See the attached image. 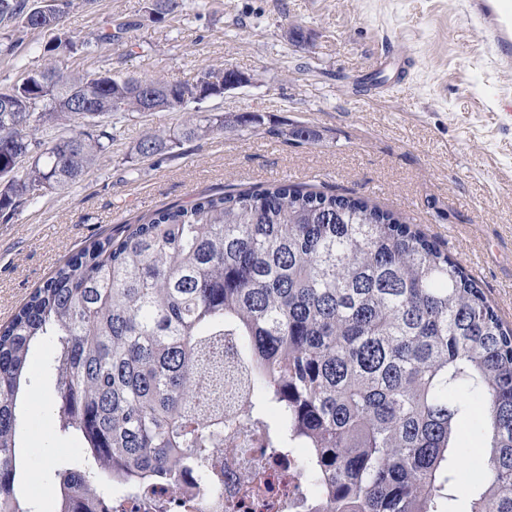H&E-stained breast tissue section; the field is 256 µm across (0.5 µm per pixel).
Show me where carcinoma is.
<instances>
[{
  "instance_id": "1",
  "label": "carcinoma",
  "mask_w": 512,
  "mask_h": 512,
  "mask_svg": "<svg viewBox=\"0 0 512 512\" xmlns=\"http://www.w3.org/2000/svg\"><path fill=\"white\" fill-rule=\"evenodd\" d=\"M61 0L41 14L0 0V27L56 31L48 62L0 103V219L79 182L112 147V117L183 112L132 148L137 159L251 128L202 104L235 70L191 81L73 72L65 59L183 12L144 13L72 39ZM84 120L91 131L47 135ZM235 343L239 432L303 448L329 512H512V328L448 251L400 213L351 192L276 180L203 194L155 211L122 236L81 249L0 330V512H35L18 490V435L30 353L45 344L54 382L51 428L78 445L56 464V512H99L182 475L224 447V363ZM485 439L474 490L460 485L457 445L470 420Z\"/></svg>"
}]
</instances>
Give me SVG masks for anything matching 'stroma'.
Wrapping results in <instances>:
<instances>
[{
	"instance_id": "obj_1",
	"label": "stroma",
	"mask_w": 512,
	"mask_h": 512,
	"mask_svg": "<svg viewBox=\"0 0 512 512\" xmlns=\"http://www.w3.org/2000/svg\"><path fill=\"white\" fill-rule=\"evenodd\" d=\"M176 19L145 23L133 52L102 46L95 67L116 75L185 81L226 65L247 85L211 109L260 115L262 130L216 135L129 164L147 132L176 128L179 112L127 115L124 134L83 179L0 221V324L8 323L54 271L90 242L155 210L202 194L274 180L353 191L405 212L444 245L512 327V71L496 72L476 27L455 0H187ZM144 0H96L70 10L64 27L83 36L140 12ZM16 57L0 56V91L18 77L16 58L40 64L45 32L18 33ZM415 57L406 77L384 60L387 41ZM314 131L301 143L269 127ZM47 374L27 396L20 445L36 512H55L44 483L58 459L76 455L46 415Z\"/></svg>"
}]
</instances>
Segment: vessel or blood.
I'll use <instances>...</instances> for the list:
<instances>
[{"mask_svg":"<svg viewBox=\"0 0 512 512\" xmlns=\"http://www.w3.org/2000/svg\"><path fill=\"white\" fill-rule=\"evenodd\" d=\"M499 71L512 69V0H461Z\"/></svg>","mask_w":512,"mask_h":512,"instance_id":"obj_1","label":"vessel or blood"}]
</instances>
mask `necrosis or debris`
Returning <instances> with one entry per match:
<instances>
[{"instance_id":"1","label":"necrosis or debris","mask_w":512,"mask_h":512,"mask_svg":"<svg viewBox=\"0 0 512 512\" xmlns=\"http://www.w3.org/2000/svg\"><path fill=\"white\" fill-rule=\"evenodd\" d=\"M210 466L223 470V485L210 482L207 468L199 467L186 478L183 493L173 495L156 484L147 496L114 506L113 512H303L317 496L303 449L283 453L258 435L225 429L224 446Z\"/></svg>"}]
</instances>
